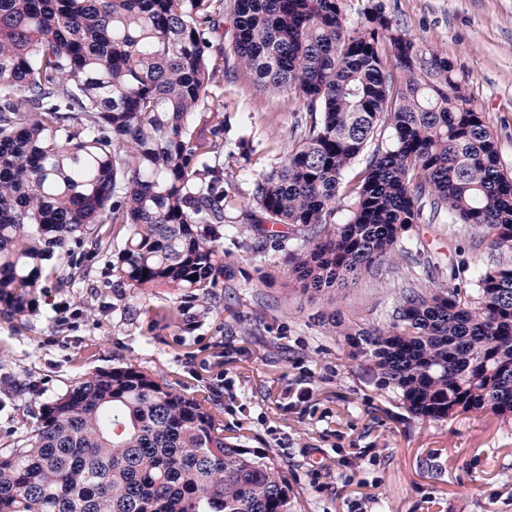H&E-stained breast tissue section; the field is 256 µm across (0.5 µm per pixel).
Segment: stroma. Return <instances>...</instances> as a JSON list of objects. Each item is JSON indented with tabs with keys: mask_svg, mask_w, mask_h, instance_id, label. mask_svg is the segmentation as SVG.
<instances>
[{
	"mask_svg": "<svg viewBox=\"0 0 512 512\" xmlns=\"http://www.w3.org/2000/svg\"><path fill=\"white\" fill-rule=\"evenodd\" d=\"M377 2L454 63L468 108L512 173V0ZM231 36L228 23L209 36L215 76L203 107L224 116L215 162L224 189L244 205L255 177L284 163L307 114L294 91H262L240 68L225 77ZM245 135L248 152L239 146ZM408 236L423 242L425 286H469L471 267L491 260L465 224H416ZM224 250L236 277L215 309L172 290L114 287L110 254L100 253L78 287L50 289L22 320L0 319V434H25L40 405L82 375L133 364L210 397L225 436L278 455L302 512H512V419L484 412L432 422L395 406L322 324L323 299L268 286L263 275L282 267L229 243ZM406 274L397 259L337 288L344 320H383Z\"/></svg>",
	"mask_w": 512,
	"mask_h": 512,
	"instance_id": "1",
	"label": "stroma"
}]
</instances>
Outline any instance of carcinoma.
Wrapping results in <instances>:
<instances>
[{
  "label": "carcinoma",
  "instance_id": "1",
  "mask_svg": "<svg viewBox=\"0 0 512 512\" xmlns=\"http://www.w3.org/2000/svg\"><path fill=\"white\" fill-rule=\"evenodd\" d=\"M230 14L224 59L269 92L293 90L310 122L286 162L261 174L254 209L208 163L224 116L203 112L213 68L205 32ZM392 57L402 74L387 66ZM209 128L201 142L197 128ZM388 135L385 147L366 152ZM363 168L348 173L357 161ZM350 198L344 223L336 203ZM278 263L283 286L322 297L397 258L415 224H467L512 253V174L453 63L378 7L343 0H0V318L39 309L89 276L50 266L72 246L104 250L117 284L213 303L234 274L224 239ZM288 234L274 238L265 224ZM476 288L413 279L385 321L347 326L350 360L415 415L512 416V265L476 264ZM0 512H296L285 466L224 437L213 407L126 364L83 375L41 405L30 432L0 435Z\"/></svg>",
  "mask_w": 512,
  "mask_h": 512
}]
</instances>
